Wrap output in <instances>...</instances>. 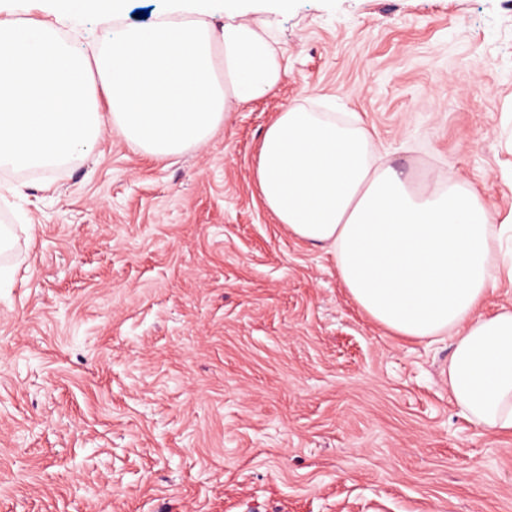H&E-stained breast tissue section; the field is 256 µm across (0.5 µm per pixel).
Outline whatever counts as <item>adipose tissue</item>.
Here are the masks:
<instances>
[{
	"instance_id": "1",
	"label": "adipose tissue",
	"mask_w": 512,
	"mask_h": 512,
	"mask_svg": "<svg viewBox=\"0 0 512 512\" xmlns=\"http://www.w3.org/2000/svg\"><path fill=\"white\" fill-rule=\"evenodd\" d=\"M284 74L269 37L238 14L218 32L167 17L118 28L90 52L52 23L1 20L0 171L58 167L106 123L152 157L200 147ZM252 178L277 223L333 249L368 318L398 336L449 337L457 407L484 432L512 435V308L481 311L498 274L512 278V211L496 225L472 188L414 184L378 162L362 123L302 104L266 127Z\"/></svg>"
}]
</instances>
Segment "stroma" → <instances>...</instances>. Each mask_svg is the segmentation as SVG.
Instances as JSON below:
<instances>
[{"label": "stroma", "mask_w": 512, "mask_h": 512, "mask_svg": "<svg viewBox=\"0 0 512 512\" xmlns=\"http://www.w3.org/2000/svg\"><path fill=\"white\" fill-rule=\"evenodd\" d=\"M122 0L108 27L174 15ZM283 53L165 159L104 127L0 207V512H512V437L461 415L447 337L371 322L252 171L277 112L357 115L384 162L512 208V0H202Z\"/></svg>", "instance_id": "35a3bbf8"}]
</instances>
